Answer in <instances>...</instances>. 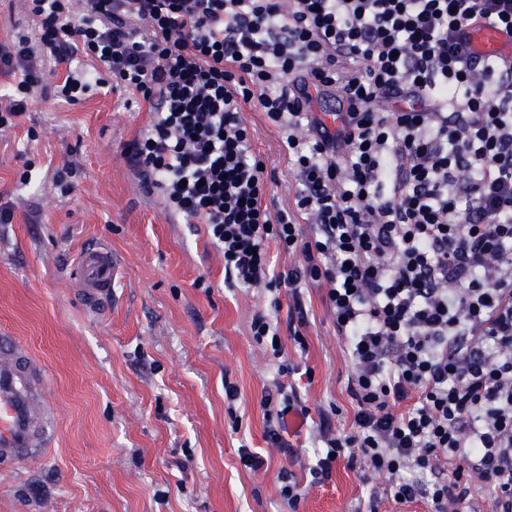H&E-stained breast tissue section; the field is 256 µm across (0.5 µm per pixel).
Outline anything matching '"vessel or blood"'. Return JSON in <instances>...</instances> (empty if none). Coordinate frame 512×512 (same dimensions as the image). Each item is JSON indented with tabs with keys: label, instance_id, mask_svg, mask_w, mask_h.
Wrapping results in <instances>:
<instances>
[{
	"label": "vessel or blood",
	"instance_id": "b4317fda",
	"mask_svg": "<svg viewBox=\"0 0 512 512\" xmlns=\"http://www.w3.org/2000/svg\"><path fill=\"white\" fill-rule=\"evenodd\" d=\"M464 39L482 56H512V37L487 24L467 26ZM75 280L84 297H106L119 272L120 261L104 245L80 251ZM47 372L20 342L0 334V469L46 459L56 435L57 411L45 394Z\"/></svg>",
	"mask_w": 512,
	"mask_h": 512
}]
</instances>
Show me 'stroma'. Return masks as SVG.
<instances>
[{"label":"stroma","instance_id":"obj_1","mask_svg":"<svg viewBox=\"0 0 512 512\" xmlns=\"http://www.w3.org/2000/svg\"><path fill=\"white\" fill-rule=\"evenodd\" d=\"M245 118L272 179L265 202L280 208L296 188L288 154L263 113ZM147 123L139 98L104 89L72 106L36 99L0 135V203L13 206L0 223V332L46 364L57 408L48 459L0 469V512H283L278 472L305 480L314 450L292 437L291 463L263 439L260 400L275 368L251 336L259 311L277 318L285 346L301 327L312 373L294 382L308 406L352 422L351 361L322 291L297 303L229 284L204 225L141 192L127 146ZM99 242L121 267L93 306L70 274ZM228 381L240 390L232 414ZM244 441L262 453L260 469L240 464ZM369 489L341 459L297 512H361Z\"/></svg>","mask_w":512,"mask_h":512}]
</instances>
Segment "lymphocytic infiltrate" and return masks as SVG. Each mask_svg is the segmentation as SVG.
Masks as SVG:
<instances>
[{
    "label": "lymphocytic infiltrate",
    "instance_id": "lymphocytic-infiltrate-1",
    "mask_svg": "<svg viewBox=\"0 0 512 512\" xmlns=\"http://www.w3.org/2000/svg\"><path fill=\"white\" fill-rule=\"evenodd\" d=\"M36 37L0 41V130L30 101L138 96L127 151L173 211L206 225L234 286L317 285L350 355V429L320 414L312 484L363 463L383 498L468 512L491 486L512 512V59L476 58L473 23L512 36V0H22ZM94 60V71L73 66ZM66 65L54 90L46 64ZM341 107L328 125L314 98ZM278 127L298 186L270 210L244 117ZM295 255L272 268L270 245ZM251 332L277 378L260 407L269 447L295 458L311 410L277 322Z\"/></svg>",
    "mask_w": 512,
    "mask_h": 512
}]
</instances>
